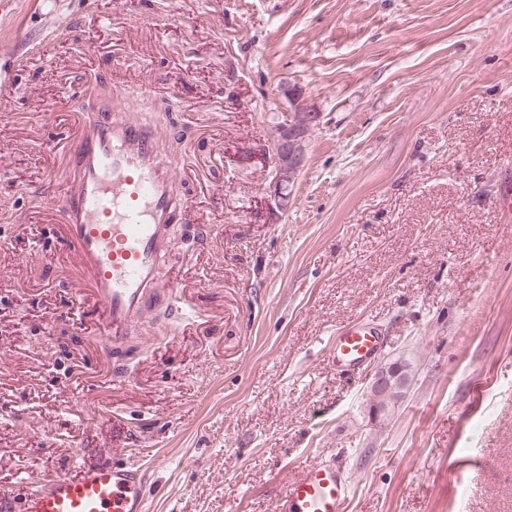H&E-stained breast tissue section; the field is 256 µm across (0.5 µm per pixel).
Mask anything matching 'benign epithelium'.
Segmentation results:
<instances>
[{
  "instance_id": "7a95c632",
  "label": "benign epithelium",
  "mask_w": 512,
  "mask_h": 512,
  "mask_svg": "<svg viewBox=\"0 0 512 512\" xmlns=\"http://www.w3.org/2000/svg\"><path fill=\"white\" fill-rule=\"evenodd\" d=\"M319 120L320 113L304 102L297 104L295 111L281 115L273 144L271 162L274 175L270 182V197L280 209L288 206V190L305 166L309 135L319 125ZM404 385L406 381L401 363L393 362L378 372L371 386L373 419L385 413L383 400L386 395Z\"/></svg>"
}]
</instances>
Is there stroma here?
Here are the masks:
<instances>
[{"mask_svg": "<svg viewBox=\"0 0 512 512\" xmlns=\"http://www.w3.org/2000/svg\"><path fill=\"white\" fill-rule=\"evenodd\" d=\"M0 490L109 456L148 512H274L313 461L347 512H512V0H0ZM193 206L180 288L122 345L55 224L21 218L72 113L136 93ZM321 114L287 210L279 113ZM367 321L381 356L337 374ZM411 382L379 421V369ZM383 346L384 338L376 328L362 322L344 326L333 338L331 365L336 371L359 372L381 355Z\"/></svg>", "mask_w": 512, "mask_h": 512, "instance_id": "1", "label": "stroma"}]
</instances>
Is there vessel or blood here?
<instances>
[{"label":"vessel or blood","mask_w":512,"mask_h":512,"mask_svg":"<svg viewBox=\"0 0 512 512\" xmlns=\"http://www.w3.org/2000/svg\"><path fill=\"white\" fill-rule=\"evenodd\" d=\"M76 124L81 132L67 165L50 173L68 183L67 203L44 201L29 220L60 225L104 314L101 341L109 348L145 319L147 298L173 295L161 270L177 259L173 226L192 202L179 190L157 136L126 113L81 114ZM383 346L376 328L344 326L333 339L331 364L359 372ZM351 491L336 465L311 462L288 480L275 512H346ZM148 494L141 466L104 457L49 476L23 499L0 493V512H147Z\"/></svg>","instance_id":"1"}]
</instances>
